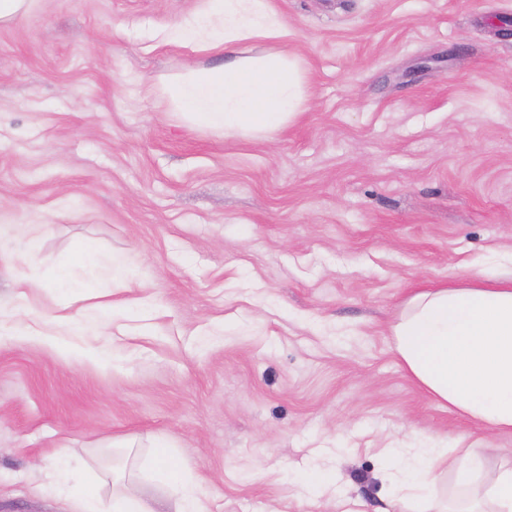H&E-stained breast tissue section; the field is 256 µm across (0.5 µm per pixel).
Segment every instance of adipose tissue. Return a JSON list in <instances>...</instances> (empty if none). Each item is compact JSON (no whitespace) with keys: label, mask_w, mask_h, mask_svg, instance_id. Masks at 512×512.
<instances>
[{"label":"adipose tissue","mask_w":512,"mask_h":512,"mask_svg":"<svg viewBox=\"0 0 512 512\" xmlns=\"http://www.w3.org/2000/svg\"><path fill=\"white\" fill-rule=\"evenodd\" d=\"M287 27L265 0H207L203 11L190 14L166 34L169 42L191 43L200 51L224 56V63L190 67L166 83L173 112L190 127L217 136L253 134L264 138L279 133L295 117L300 73L280 53L243 56L240 46L256 38L286 36ZM79 267L97 263L92 242L78 246ZM75 266V267H78ZM75 267L58 268L50 286L60 295H82L86 312L96 321L61 314L54 330L18 322L19 340L61 349L66 356L112 364L109 350L95 347L86 337L95 326L111 325L119 309L102 302L91 278H77ZM389 334L406 372L434 401L460 416L504 434H512V274L494 286L424 288L405 302ZM160 476L179 496L178 512H206L200 484L183 475L167 448L156 450ZM400 497L426 496L439 473L452 478L457 495L453 512H512V459L486 472L477 449L447 457L444 449H389ZM56 494L75 499L81 512H161L155 500L137 494L125 473L100 465L94 475L62 466L46 475ZM109 487L101 497V487Z\"/></svg>","instance_id":"adipose-tissue-1"}]
</instances>
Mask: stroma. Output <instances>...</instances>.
I'll list each match as a JSON object with an SVG mask.
<instances>
[{"label":"stroma","instance_id":"obj_1","mask_svg":"<svg viewBox=\"0 0 512 512\" xmlns=\"http://www.w3.org/2000/svg\"><path fill=\"white\" fill-rule=\"evenodd\" d=\"M202 0H38L0 27V512H73L41 492L128 440L173 448L210 512H335L313 461L363 512H426L385 449L467 438L488 468L512 436L426 395L388 336L409 293L496 279L512 251V0H269L302 73L270 139L185 126L163 86L215 57L168 43ZM48 222L51 278L93 241L130 274L103 368L12 339L17 224Z\"/></svg>","mask_w":512,"mask_h":512}]
</instances>
